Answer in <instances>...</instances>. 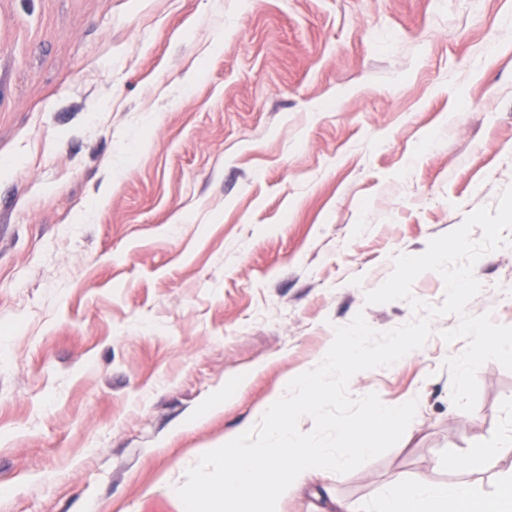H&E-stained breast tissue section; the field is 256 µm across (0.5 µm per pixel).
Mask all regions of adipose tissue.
Returning a JSON list of instances; mask_svg holds the SVG:
<instances>
[{"instance_id":"1","label":"adipose tissue","mask_w":512,"mask_h":512,"mask_svg":"<svg viewBox=\"0 0 512 512\" xmlns=\"http://www.w3.org/2000/svg\"><path fill=\"white\" fill-rule=\"evenodd\" d=\"M371 512H512V477L495 498L478 497L467 483H427L397 475Z\"/></svg>"}]
</instances>
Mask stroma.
<instances>
[{"mask_svg": "<svg viewBox=\"0 0 512 512\" xmlns=\"http://www.w3.org/2000/svg\"><path fill=\"white\" fill-rule=\"evenodd\" d=\"M0 164V512H163L335 327L413 320L366 293L512 185V0H0ZM474 275L512 326V248ZM458 323L349 382L417 400L401 440L277 512L495 494L512 371L456 408Z\"/></svg>", "mask_w": 512, "mask_h": 512, "instance_id": "1", "label": "stroma"}]
</instances>
